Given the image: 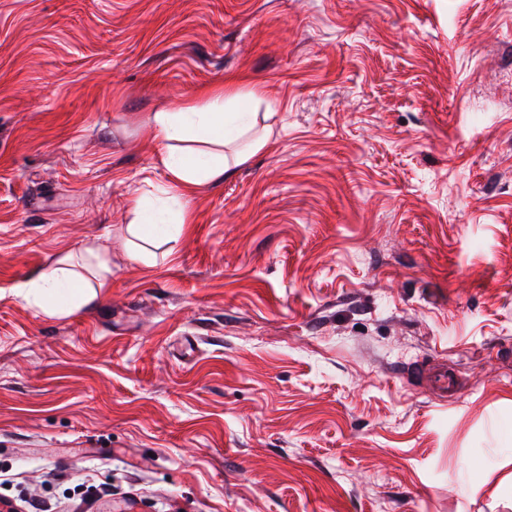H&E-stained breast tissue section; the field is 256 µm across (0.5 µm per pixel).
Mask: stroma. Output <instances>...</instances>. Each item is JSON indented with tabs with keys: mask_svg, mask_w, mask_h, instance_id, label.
<instances>
[{
	"mask_svg": "<svg viewBox=\"0 0 512 512\" xmlns=\"http://www.w3.org/2000/svg\"><path fill=\"white\" fill-rule=\"evenodd\" d=\"M232 77L271 141L131 261ZM93 242L94 304L0 298L14 512H512V0H0V287ZM183 224H188L187 218L180 211L179 215H178L176 227H174L172 229L168 228V227H164L163 225L157 224L154 221L153 216L150 213H148L146 215L145 222L143 224H135L134 226H135L136 235L140 239L143 240L145 238L152 236L153 234H161V235L170 236V237L173 235H179L182 231ZM82 251L90 259L89 272L92 278L98 280V288H102L111 273L110 260L107 249L101 246L86 245ZM411 373L418 380L424 381L443 401H447L448 397L457 393L453 382L448 377V370L442 364L416 367Z\"/></svg>",
	"mask_w": 512,
	"mask_h": 512,
	"instance_id": "35a3bbf8",
	"label": "stroma"
}]
</instances>
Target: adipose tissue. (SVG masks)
Masks as SVG:
<instances>
[{
	"label": "adipose tissue",
	"instance_id": "adipose-tissue-1",
	"mask_svg": "<svg viewBox=\"0 0 512 512\" xmlns=\"http://www.w3.org/2000/svg\"><path fill=\"white\" fill-rule=\"evenodd\" d=\"M227 104L223 92L214 91L187 99L174 110L154 113L155 136L167 145L160 161L181 194H192L202 184L223 177L227 170L219 156L205 152V145H222L251 135L248 148L236 156L240 164L267 145V137L253 133L255 118L247 112L227 111ZM187 140L200 143V150L176 152L174 142ZM83 251L90 260L88 274L72 270L68 258L64 257L37 277L13 286L8 292L23 297L28 304L50 316L68 314L90 304L96 298L93 282H105L111 266L107 249L87 245ZM8 292L0 289V298Z\"/></svg>",
	"mask_w": 512,
	"mask_h": 512
}]
</instances>
